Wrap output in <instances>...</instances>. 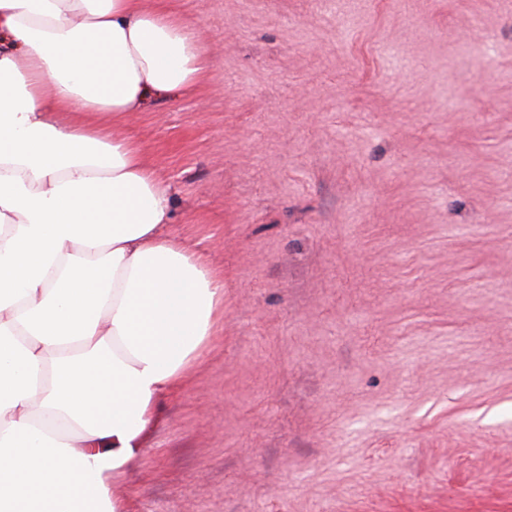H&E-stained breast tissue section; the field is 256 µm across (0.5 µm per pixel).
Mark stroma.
Instances as JSON below:
<instances>
[{"label":"stroma","mask_w":512,"mask_h":512,"mask_svg":"<svg viewBox=\"0 0 512 512\" xmlns=\"http://www.w3.org/2000/svg\"><path fill=\"white\" fill-rule=\"evenodd\" d=\"M212 66L127 125L224 322L127 512H512V0H144Z\"/></svg>","instance_id":"35a3bbf8"}]
</instances>
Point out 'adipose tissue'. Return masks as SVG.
<instances>
[{
  "label": "adipose tissue",
  "instance_id": "adipose-tissue-1",
  "mask_svg": "<svg viewBox=\"0 0 512 512\" xmlns=\"http://www.w3.org/2000/svg\"><path fill=\"white\" fill-rule=\"evenodd\" d=\"M208 66L163 7L0 0V512H125L116 485L224 318L121 131Z\"/></svg>",
  "mask_w": 512,
  "mask_h": 512
}]
</instances>
